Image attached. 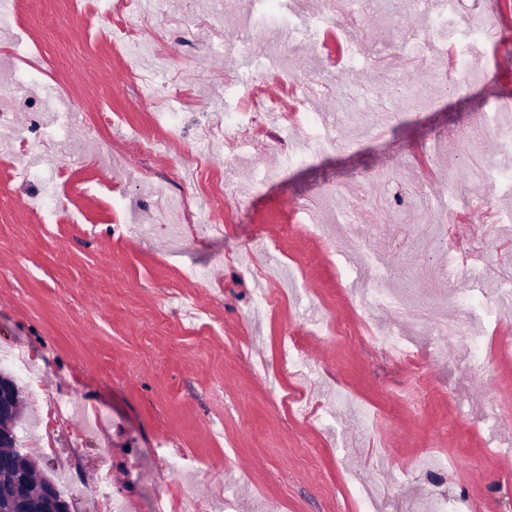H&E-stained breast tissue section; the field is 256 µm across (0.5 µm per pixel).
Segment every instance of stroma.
Wrapping results in <instances>:
<instances>
[{
	"label": "stroma",
	"mask_w": 512,
	"mask_h": 512,
	"mask_svg": "<svg viewBox=\"0 0 512 512\" xmlns=\"http://www.w3.org/2000/svg\"><path fill=\"white\" fill-rule=\"evenodd\" d=\"M114 2L17 0L0 23V349L40 379L17 429L39 471L74 512H109L110 495L157 512L162 494L199 512H512V307L455 301L512 277V0H304L296 94L262 34L239 33L264 0ZM347 33L356 65L327 70ZM37 56L50 76L24 79ZM257 94L282 100V124L223 137ZM66 141L87 154L66 158ZM30 165L39 177L19 178ZM175 194L195 220L179 239L156 220ZM361 247L429 319L347 288L373 275L340 256ZM260 283L274 304L256 303ZM451 318L482 356L432 335ZM287 337L302 368L282 361Z\"/></svg>",
	"instance_id": "obj_1"
}]
</instances>
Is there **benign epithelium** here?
Returning <instances> with one entry per match:
<instances>
[{
  "label": "benign epithelium",
  "instance_id": "benign-epithelium-1",
  "mask_svg": "<svg viewBox=\"0 0 512 512\" xmlns=\"http://www.w3.org/2000/svg\"><path fill=\"white\" fill-rule=\"evenodd\" d=\"M18 409L13 380L8 378L0 381V446L13 442ZM30 470L27 456L18 449L12 455L0 459V485L9 490V499L0 505V512H7L11 505L32 499L40 504L42 512H71L70 502L49 479L42 481L37 496L31 495L28 483Z\"/></svg>",
  "mask_w": 512,
  "mask_h": 512
}]
</instances>
